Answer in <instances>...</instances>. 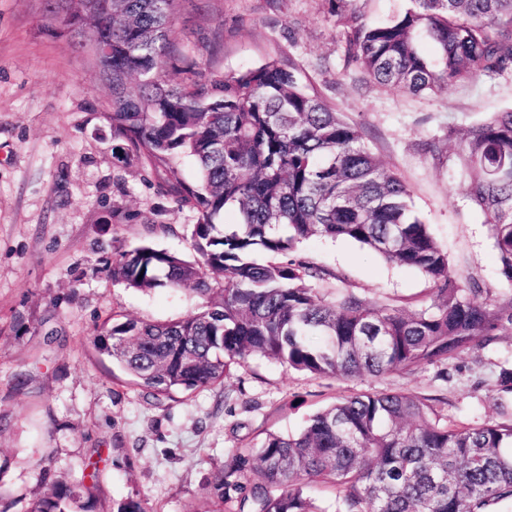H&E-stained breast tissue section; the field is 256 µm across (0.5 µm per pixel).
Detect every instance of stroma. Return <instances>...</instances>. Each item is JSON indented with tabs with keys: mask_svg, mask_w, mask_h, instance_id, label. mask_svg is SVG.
Returning <instances> with one entry per match:
<instances>
[{
	"mask_svg": "<svg viewBox=\"0 0 512 512\" xmlns=\"http://www.w3.org/2000/svg\"><path fill=\"white\" fill-rule=\"evenodd\" d=\"M49 0H0V507L29 512L52 482L97 462V512L147 498L153 512H200L207 477L267 433L294 435L336 399L404 391L434 399L452 422L499 417L491 386L512 360V335L462 354L449 380L424 365L379 378H316L255 356L223 388L156 404L112 376L91 337L127 314L187 318L205 303L189 290L142 292L113 283L116 248L147 243L193 258L196 214L157 190L135 159L115 163L108 91L80 36L59 34ZM347 17L334 0H184L172 37L201 72L279 59L344 118L409 186L463 283L508 293L489 227L459 189L449 128L512 108V71L465 89L405 95L345 62ZM295 256L322 267L325 291L345 287L403 308L430 284L346 240L313 236Z\"/></svg>",
	"mask_w": 512,
	"mask_h": 512,
	"instance_id": "1",
	"label": "stroma"
}]
</instances>
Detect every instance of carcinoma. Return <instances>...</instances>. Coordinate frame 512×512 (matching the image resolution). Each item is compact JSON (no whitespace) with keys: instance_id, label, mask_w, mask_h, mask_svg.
I'll use <instances>...</instances> for the list:
<instances>
[{"instance_id":"cac0c4a2","label":"carcinoma","mask_w":512,"mask_h":512,"mask_svg":"<svg viewBox=\"0 0 512 512\" xmlns=\"http://www.w3.org/2000/svg\"><path fill=\"white\" fill-rule=\"evenodd\" d=\"M62 32L83 27L112 45V61L88 36L112 112L114 159L132 155L160 179L190 225L196 257L142 244L113 254L112 281L126 288L188 289L206 299L166 323L114 315L92 336L101 356L158 402L224 387L230 366L260 354L317 377L378 378L423 364L450 367L512 333V293L461 283L447 252L410 205L411 191L386 169L360 129L293 69L272 59L241 73L174 83L182 60L171 41L181 0H54ZM372 25L351 13L346 63L399 92L465 87L512 66V0H411ZM433 42L427 57L422 42ZM461 184L486 217L500 274L512 285V108L458 131ZM190 158L197 177L179 165ZM235 209L240 222L218 223ZM321 236L356 242L384 261L419 270L431 284L405 310L344 288L325 295V272L292 258ZM256 251L266 260L252 259ZM492 391L512 394V362ZM448 421L407 392H362L317 412L296 435L269 433L238 448L211 474L205 512H326L304 492L335 488V512H500L512 507V418ZM85 481H59L29 512H93ZM113 512H151L128 497Z\"/></svg>"}]
</instances>
